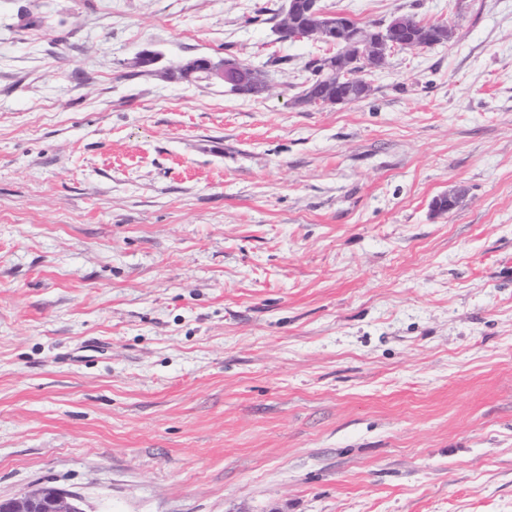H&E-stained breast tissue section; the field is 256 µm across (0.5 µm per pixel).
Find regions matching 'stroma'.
<instances>
[{
	"mask_svg": "<svg viewBox=\"0 0 512 512\" xmlns=\"http://www.w3.org/2000/svg\"><path fill=\"white\" fill-rule=\"evenodd\" d=\"M321 2L456 33L320 107L286 0H0V499L512 512V0ZM225 60H239L234 56H228L224 59L215 60L207 56H199L197 58L190 59L180 65V70L183 73L184 79L193 81L200 80L197 75L202 74L203 78L207 82H228L231 83L238 95L247 94L248 88L251 85L258 82L255 78V74L251 66L247 67L248 73H244L242 66L237 65L234 68L237 71H231V66L224 63ZM242 72V75L240 74Z\"/></svg>",
	"mask_w": 512,
	"mask_h": 512,
	"instance_id": "1",
	"label": "stroma"
}]
</instances>
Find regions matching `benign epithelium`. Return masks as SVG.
I'll return each mask as SVG.
<instances>
[{"label": "benign epithelium", "instance_id": "7a95c632", "mask_svg": "<svg viewBox=\"0 0 512 512\" xmlns=\"http://www.w3.org/2000/svg\"><path fill=\"white\" fill-rule=\"evenodd\" d=\"M285 26L295 40L326 41L335 50L331 65L336 85L344 95L336 98L338 104H349L347 85L359 82L369 86L367 76L384 68L386 55L405 47L427 49L452 39L454 31L446 28L441 35H425L415 29L413 18L394 17L380 25L362 23L354 18L344 19L326 11L319 0H290ZM184 79L193 81L203 75L207 82H228L237 94H247L248 88L258 82L253 68L232 67L224 60L207 56L190 59L180 65ZM78 498L61 489L40 488L0 502V512H82Z\"/></svg>", "mask_w": 512, "mask_h": 512}]
</instances>
